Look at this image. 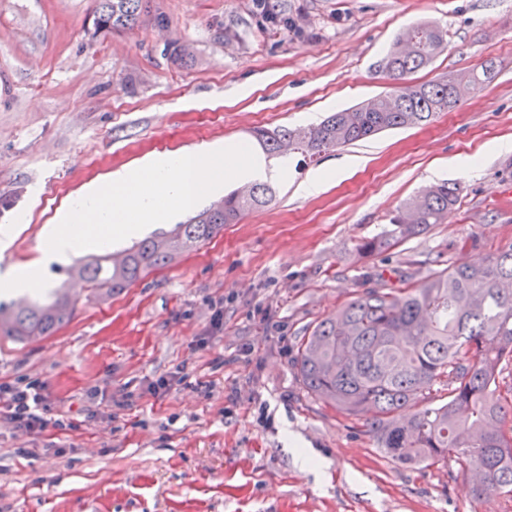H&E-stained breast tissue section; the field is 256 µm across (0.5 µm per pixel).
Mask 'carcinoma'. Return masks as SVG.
I'll list each match as a JSON object with an SVG mask.
<instances>
[{"mask_svg":"<svg viewBox=\"0 0 512 512\" xmlns=\"http://www.w3.org/2000/svg\"><path fill=\"white\" fill-rule=\"evenodd\" d=\"M264 6L279 17L271 28L303 32L298 20L271 0ZM143 0H96L94 32L131 29ZM397 39L382 72L392 91L371 102L332 113L307 128L261 129L255 138L269 158L282 145L314 160L338 147L380 132L429 123L459 104L450 83L473 86L493 80L495 62L467 75L414 84L411 74L442 49L443 32L419 25ZM459 189L430 186L408 200L393 219L388 236L355 245L373 257L443 223ZM267 183L244 185L211 207L160 235L134 243L119 258L100 256L73 266L68 274L91 286L96 296L127 288L149 269L174 263L241 215L272 200ZM419 269L398 272L306 329L295 364L308 395L337 412L363 420L365 432L395 463L458 465L482 479L477 495L512 496V414L502 396L503 371L512 366V244L483 264H453L416 280ZM75 300L58 288L44 299L15 307L0 302V337L27 341L51 336L72 317Z\"/></svg>","mask_w":512,"mask_h":512,"instance_id":"cac0c4a2","label":"carcinoma"}]
</instances>
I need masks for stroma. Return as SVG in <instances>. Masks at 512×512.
Returning <instances> with one entry per match:
<instances>
[{
    "mask_svg": "<svg viewBox=\"0 0 512 512\" xmlns=\"http://www.w3.org/2000/svg\"><path fill=\"white\" fill-rule=\"evenodd\" d=\"M286 2L303 36L259 27L255 0H149L137 27L93 39L94 0H0V233H13L0 266L37 257L55 210L108 172L250 144L256 129L313 126L385 93L383 60L410 26L437 23L447 42L414 83L497 64L428 124L290 161L269 204L121 293L79 295L53 336L0 338V384L45 382L64 423L37 439L0 427V512H512L455 465L389 460L308 395L294 365L308 326L404 262L438 270L512 244V148L497 147L512 140V0ZM351 157L361 165L323 192H300ZM439 182L460 187L446 222L358 257L360 239ZM170 373L162 400L144 394ZM291 433L314 466L301 468Z\"/></svg>",
    "mask_w": 512,
    "mask_h": 512,
    "instance_id": "stroma-1",
    "label": "stroma"
}]
</instances>
